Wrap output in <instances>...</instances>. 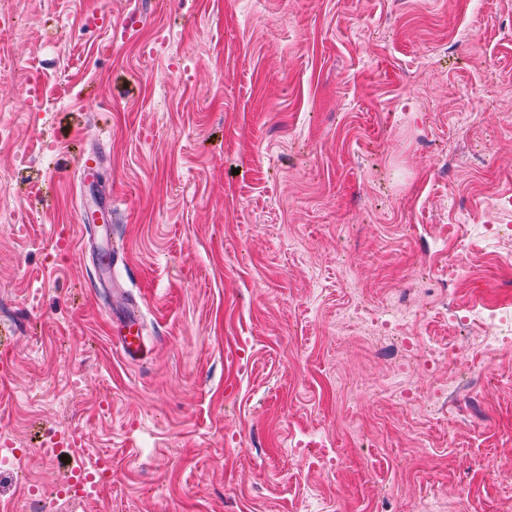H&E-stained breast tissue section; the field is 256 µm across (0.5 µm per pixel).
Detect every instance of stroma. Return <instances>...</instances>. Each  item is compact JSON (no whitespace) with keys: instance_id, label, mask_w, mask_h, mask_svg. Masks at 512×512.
I'll use <instances>...</instances> for the list:
<instances>
[{"instance_id":"35a3bbf8","label":"stroma","mask_w":512,"mask_h":512,"mask_svg":"<svg viewBox=\"0 0 512 512\" xmlns=\"http://www.w3.org/2000/svg\"><path fill=\"white\" fill-rule=\"evenodd\" d=\"M6 10L0 512H512V347L432 410L447 362L352 316L402 296L406 335L465 353L449 309L512 306V244L483 232L512 224V0ZM106 203L143 363L108 342L81 226ZM401 372L414 404L383 390ZM103 453L99 498L55 497Z\"/></svg>"}]
</instances>
